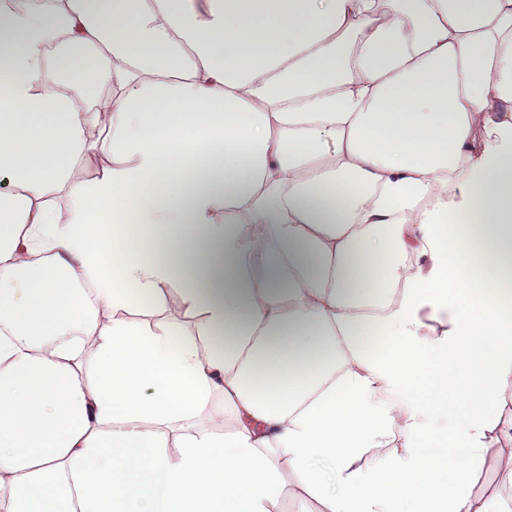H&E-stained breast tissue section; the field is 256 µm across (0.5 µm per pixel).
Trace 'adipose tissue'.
Here are the masks:
<instances>
[{"instance_id": "adipose-tissue-1", "label": "adipose tissue", "mask_w": 512, "mask_h": 512, "mask_svg": "<svg viewBox=\"0 0 512 512\" xmlns=\"http://www.w3.org/2000/svg\"><path fill=\"white\" fill-rule=\"evenodd\" d=\"M0 170V512H512V0L2 9ZM111 163L112 157L108 152L95 151L78 162L76 167L77 177L79 180L93 177L97 170ZM164 290L162 306L157 309L156 313L144 314L140 310H133L130 315L138 320L152 323V325L159 320L166 319L183 327L193 326L194 322L185 317L182 309L171 299L172 290L176 292L174 287H165ZM485 451L487 465L473 480L472 493L475 498L499 495L505 499L512 497V487L504 474L512 468V443L499 438L497 432L488 434ZM270 508L271 512H321L324 509L321 504L303 499L298 494L291 473L288 474L284 492Z\"/></svg>"}]
</instances>
